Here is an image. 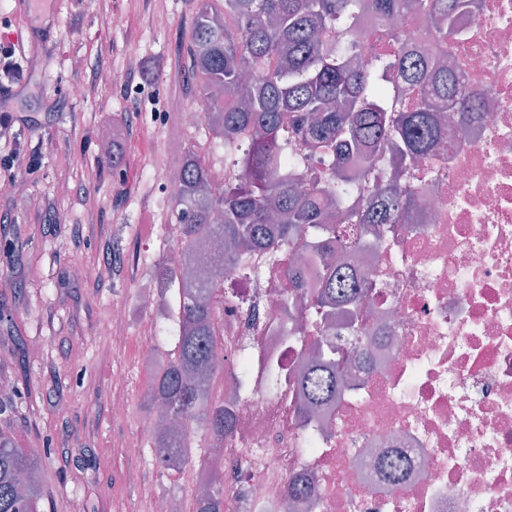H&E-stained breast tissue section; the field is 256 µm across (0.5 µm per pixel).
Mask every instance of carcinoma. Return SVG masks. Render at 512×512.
<instances>
[{
  "label": "carcinoma",
  "instance_id": "1",
  "mask_svg": "<svg viewBox=\"0 0 512 512\" xmlns=\"http://www.w3.org/2000/svg\"><path fill=\"white\" fill-rule=\"evenodd\" d=\"M193 3L183 85L214 115L210 133L235 156V173L224 188L211 189L209 163L193 146L185 147L172 202L177 237L187 249L224 241L233 252H274L298 233L324 272L321 293L311 297L303 260L285 267L295 302L328 312L352 304V265L331 264L330 243L339 242L349 256L363 247L370 225L400 223L415 197L407 188H374L361 212L351 206L347 167L360 174L382 154L405 164L427 154L445 135L431 100L463 115L485 110V99L443 57L448 39L461 35L455 14L473 0ZM400 15L428 25L441 58L402 47L371 66L358 64L369 25ZM290 142L319 156L330 176L302 182L288 163ZM185 275L164 260L154 268L162 295ZM222 280L219 265L211 280L183 294L173 348L146 393L148 411L162 404L175 425L151 442L153 460L166 471L192 458L198 432L222 438L233 429L231 409L207 389L218 346L210 289ZM300 384L312 412L342 391L336 372L316 354ZM43 496L38 460L0 430V512H39ZM192 512H224V485L197 495Z\"/></svg>",
  "mask_w": 512,
  "mask_h": 512
}]
</instances>
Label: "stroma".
<instances>
[{
  "mask_svg": "<svg viewBox=\"0 0 512 512\" xmlns=\"http://www.w3.org/2000/svg\"><path fill=\"white\" fill-rule=\"evenodd\" d=\"M171 23L153 25L157 10ZM119 12L127 24L115 30L107 18ZM192 26L190 0H102L91 14L85 0H58L56 27L37 44L29 85L16 88L11 104L29 149L43 164L21 173L15 193L0 198V376L14 391L0 430L17 447L37 455L45 486L41 512H142L149 497L181 486L150 458L133 461L124 443L141 433L147 391L135 349L144 314L137 291L152 285L159 243L168 231L173 187L166 169V127L156 118L172 101L195 106L181 84L180 46ZM139 66L132 83L117 89L97 83L100 70ZM87 84L74 99L70 89ZM117 127L123 159L112 164L102 129ZM101 234L89 235L88 220ZM112 258L104 279H78V267ZM129 308L127 339L101 331L114 304ZM41 341L33 352L30 345ZM125 372L130 402L126 417L112 415V381ZM139 468L140 483L125 473Z\"/></svg>",
  "mask_w": 512,
  "mask_h": 512,
  "instance_id": "obj_1",
  "label": "stroma"
}]
</instances>
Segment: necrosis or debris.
<instances>
[{
	"label": "necrosis or debris",
	"instance_id": "necrosis-or-debris-1",
	"mask_svg": "<svg viewBox=\"0 0 512 512\" xmlns=\"http://www.w3.org/2000/svg\"><path fill=\"white\" fill-rule=\"evenodd\" d=\"M457 23L448 59L492 104L406 172L383 159L366 175L416 198L409 223L382 225L363 247L359 322L310 318L265 252L227 265L211 298L221 367L210 391L234 432L184 469L188 495L218 472L224 512H286L287 485L304 474L308 512H512V0H477ZM397 27L427 47L418 19ZM399 43L373 31L360 57ZM319 346L344 392L309 414L299 380ZM382 457L403 460L397 484Z\"/></svg>",
	"mask_w": 512,
	"mask_h": 512
}]
</instances>
